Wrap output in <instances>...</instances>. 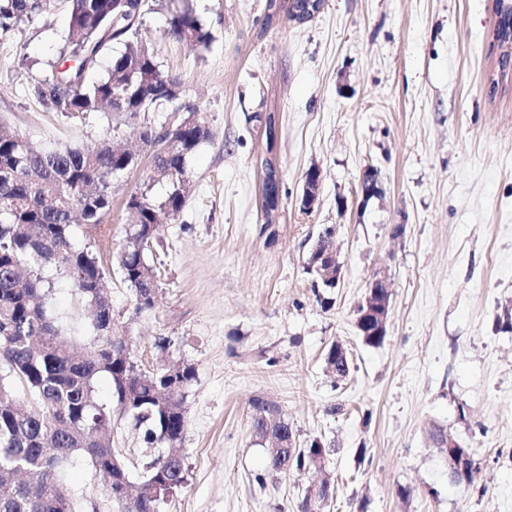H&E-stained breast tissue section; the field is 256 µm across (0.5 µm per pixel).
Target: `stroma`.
Here are the masks:
<instances>
[{
    "mask_svg": "<svg viewBox=\"0 0 512 512\" xmlns=\"http://www.w3.org/2000/svg\"><path fill=\"white\" fill-rule=\"evenodd\" d=\"M192 4L208 48L171 38L162 10L138 27L213 133L188 162L183 209L148 253L159 284L151 310H136L114 263L129 195L167 190L149 182V161L113 180L104 226L73 228L106 272L113 321L138 366L195 369L184 397L187 481L165 512H299L315 474L270 472L253 432L256 397L280 407L298 447L329 448L336 493L320 512H512V79L492 82L494 0H324L310 20L283 15L268 28L266 0ZM68 33V0L0 30V122L47 149L105 139L137 148L133 124L69 118L36 96ZM266 160L281 189L269 219ZM314 166L321 189L306 213ZM368 171L380 188L371 198L361 189ZM326 234L344 264L328 305L305 271ZM381 267L391 306L386 340L372 347L356 307ZM52 280L49 315L74 342L89 340L84 299L64 276ZM335 342L352 362L340 383L324 363ZM436 426L473 449L474 481L452 478ZM112 445L135 482L157 454L126 418H115ZM63 480L75 512H116L81 459L65 464Z\"/></svg>",
    "mask_w": 512,
    "mask_h": 512,
    "instance_id": "1",
    "label": "stroma"
}]
</instances>
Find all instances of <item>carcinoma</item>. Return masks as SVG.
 I'll return each instance as SVG.
<instances>
[{"label":"carcinoma","instance_id":"obj_1","mask_svg":"<svg viewBox=\"0 0 512 512\" xmlns=\"http://www.w3.org/2000/svg\"><path fill=\"white\" fill-rule=\"evenodd\" d=\"M47 0H0V28L9 30L46 7ZM71 37L60 52L74 61L68 68L51 66L36 92L54 111L70 117L102 112L133 119L173 103L179 79L160 69L150 46L136 36L144 12L167 11L169 35L177 41L208 47L212 36L190 0H143L112 7L114 0H68ZM323 0H292L289 18L305 22ZM500 17L493 32L498 43L512 39V11L496 4ZM123 43L102 78L91 82L89 58H99L108 42ZM135 134L146 152L157 142L166 151L151 161L150 180L167 183L155 198L146 186L132 196L136 210L127 211V246L115 256L123 281L132 290L136 309L155 304L156 266L148 248L138 242L157 234L159 216L177 215L189 192L187 160L211 137L208 127L165 131L138 126ZM131 169V158L103 140L90 148L47 150L34 146L0 125V512H74L60 478V468L81 455L99 475L119 512H163V506L185 485L181 442L187 426L183 409L186 389L195 379L193 367L163 366L153 372L138 367L125 337L113 327L112 306L104 295V271L88 247L72 240L75 221L97 226L112 208V181ZM66 275L87 302L92 337L80 354L47 315L51 282L45 270ZM106 374L112 402L98 401L95 381ZM26 398H21L16 385ZM253 429L269 439L290 437L291 427L273 403L256 399ZM132 419L143 429L144 442L161 449L146 463L140 483L131 490L120 452L112 447L114 415ZM472 449H448L453 474L468 480L474 465L460 471ZM329 449L315 440L290 453L272 452L273 468L287 474L317 468Z\"/></svg>","mask_w":512,"mask_h":512}]
</instances>
